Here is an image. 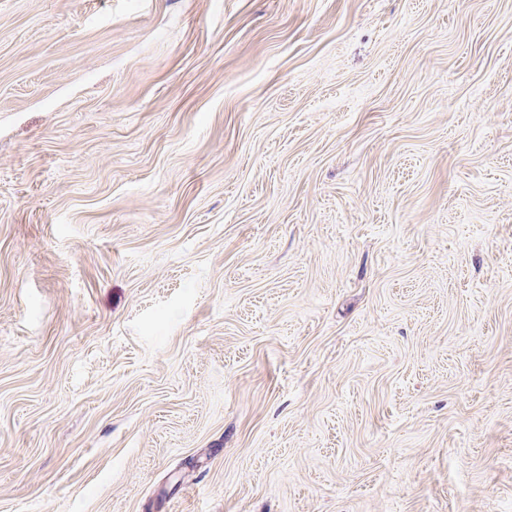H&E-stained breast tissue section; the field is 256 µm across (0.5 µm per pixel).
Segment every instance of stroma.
<instances>
[{"mask_svg":"<svg viewBox=\"0 0 512 512\" xmlns=\"http://www.w3.org/2000/svg\"><path fill=\"white\" fill-rule=\"evenodd\" d=\"M0 512H512V0H0Z\"/></svg>","mask_w":512,"mask_h":512,"instance_id":"35a3bbf8","label":"stroma"}]
</instances>
